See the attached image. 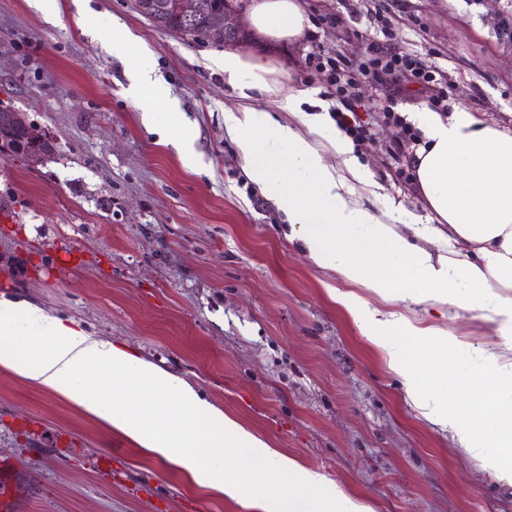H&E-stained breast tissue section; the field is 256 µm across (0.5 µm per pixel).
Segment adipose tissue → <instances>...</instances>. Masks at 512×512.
<instances>
[{"label":"adipose tissue","instance_id":"ef3b65f1","mask_svg":"<svg viewBox=\"0 0 512 512\" xmlns=\"http://www.w3.org/2000/svg\"><path fill=\"white\" fill-rule=\"evenodd\" d=\"M248 18L273 44L298 40L309 26L301 0H252ZM112 48L129 62L143 124L154 126L157 112L165 111L171 144L191 157L151 53L118 25ZM222 63L225 82L240 98L224 112V131L247 176L283 212L314 264L383 299L462 307L492 326L491 337L474 344L443 326L372 307L362 291L336 296L404 380L412 405L512 483V132L465 107L414 112L425 141L412 167L431 221L406 230L398 206L367 207L379 185L354 157L349 137L339 131L319 141L331 121L327 109L305 111L303 93L291 92L279 98L276 111L288 115L279 121L275 111L254 104L256 97L276 96L275 67L231 50ZM329 153L340 165L327 163ZM403 270L410 287H394L393 273ZM0 367L66 398L252 512H368L180 376L65 325L28 300L0 299Z\"/></svg>","mask_w":512,"mask_h":512}]
</instances>
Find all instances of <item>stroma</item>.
Returning <instances> with one entry per match:
<instances>
[{"label": "stroma", "mask_w": 512, "mask_h": 512, "mask_svg": "<svg viewBox=\"0 0 512 512\" xmlns=\"http://www.w3.org/2000/svg\"><path fill=\"white\" fill-rule=\"evenodd\" d=\"M310 38L244 52L267 56L280 92L322 101L313 45L342 55L361 89L372 140L354 154L425 221L400 115L416 89L370 82L367 40L421 57L448 79L449 107L512 131V0H305ZM337 14L343 27L318 24ZM123 24L152 52L179 103L195 165L166 143V117L141 122ZM224 44L155 28L135 0H0V107L58 150L42 162L0 153V298L46 313L173 372L271 447L319 470L372 512H512V485L413 408L402 380L335 301L352 291L316 266L245 175L224 112L239 99L216 58ZM75 265L62 273L63 265ZM476 342L488 325L458 307L406 308ZM0 512H250L102 425L65 398L0 367Z\"/></svg>", "instance_id": "1"}]
</instances>
